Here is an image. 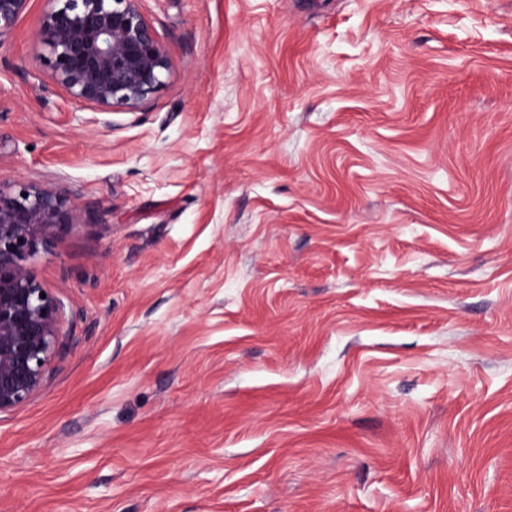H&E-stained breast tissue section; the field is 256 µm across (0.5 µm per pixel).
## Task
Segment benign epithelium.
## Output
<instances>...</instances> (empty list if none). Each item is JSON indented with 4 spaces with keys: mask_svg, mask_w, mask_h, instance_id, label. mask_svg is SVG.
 I'll list each match as a JSON object with an SVG mask.
<instances>
[{
    "mask_svg": "<svg viewBox=\"0 0 512 512\" xmlns=\"http://www.w3.org/2000/svg\"><path fill=\"white\" fill-rule=\"evenodd\" d=\"M37 30L55 79L78 103L135 110L163 85L170 59L139 0H48ZM28 0H0V40ZM72 223L63 199L27 182L0 187V415L43 386L59 344L63 304L31 259Z\"/></svg>",
    "mask_w": 512,
    "mask_h": 512,
    "instance_id": "benign-epithelium-1",
    "label": "benign epithelium"
}]
</instances>
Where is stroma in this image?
<instances>
[{
  "label": "stroma",
  "instance_id": "stroma-1",
  "mask_svg": "<svg viewBox=\"0 0 512 512\" xmlns=\"http://www.w3.org/2000/svg\"><path fill=\"white\" fill-rule=\"evenodd\" d=\"M47 7L0 186L76 222L0 512H512V0H140L171 68L109 115Z\"/></svg>",
  "mask_w": 512,
  "mask_h": 512
}]
</instances>
